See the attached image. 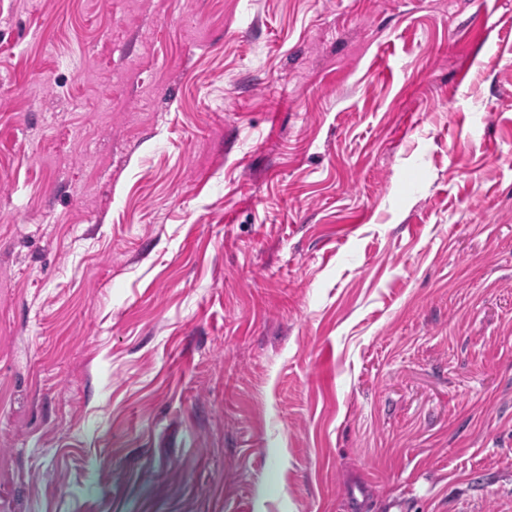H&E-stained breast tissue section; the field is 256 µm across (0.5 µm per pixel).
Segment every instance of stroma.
I'll use <instances>...</instances> for the list:
<instances>
[{
    "label": "stroma",
    "mask_w": 512,
    "mask_h": 512,
    "mask_svg": "<svg viewBox=\"0 0 512 512\" xmlns=\"http://www.w3.org/2000/svg\"><path fill=\"white\" fill-rule=\"evenodd\" d=\"M512 512V0H0V512Z\"/></svg>",
    "instance_id": "35a3bbf8"
}]
</instances>
